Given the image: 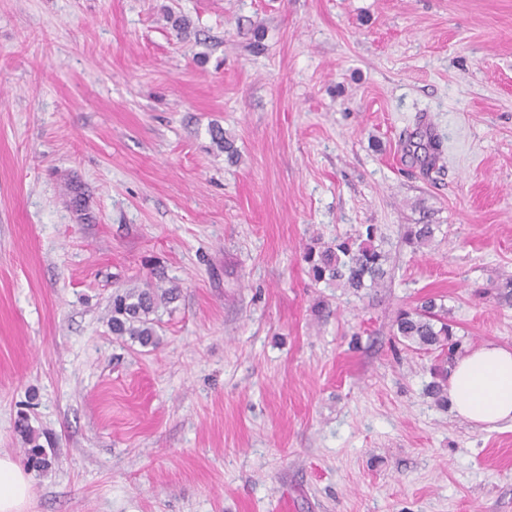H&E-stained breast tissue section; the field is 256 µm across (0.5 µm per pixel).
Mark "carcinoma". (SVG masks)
<instances>
[{
	"label": "carcinoma",
	"instance_id": "cac0c4a2",
	"mask_svg": "<svg viewBox=\"0 0 512 512\" xmlns=\"http://www.w3.org/2000/svg\"><path fill=\"white\" fill-rule=\"evenodd\" d=\"M212 139L228 158H234L237 149L224 130L218 127L212 129ZM434 233L432 224H407L404 226L403 240L419 250L430 244ZM382 243L380 228L372 224L364 235L338 237L330 244L306 248L303 260L315 283L357 293L364 288L383 285L387 275V254ZM176 296L177 289L156 288L150 282L116 292L112 296V317L109 320L112 335L118 338L127 336L143 347L156 345L154 315L160 306L173 302ZM393 327V335L408 348L444 352V356L433 366L434 381L429 390L440 400L446 398L448 359L452 358L461 343L457 339L455 324L448 319L447 307L437 303L433 297L425 298L414 307L400 309ZM19 430L28 444V448L24 449L28 465L38 471L50 467L52 461L39 444L34 430L23 418L19 420Z\"/></svg>",
	"mask_w": 512,
	"mask_h": 512
}]
</instances>
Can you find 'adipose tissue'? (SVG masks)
Instances as JSON below:
<instances>
[{"label": "adipose tissue", "mask_w": 512, "mask_h": 512, "mask_svg": "<svg viewBox=\"0 0 512 512\" xmlns=\"http://www.w3.org/2000/svg\"><path fill=\"white\" fill-rule=\"evenodd\" d=\"M456 415L479 427L512 426V350L486 343L456 358L448 373ZM31 480L10 456L0 455V512H24Z\"/></svg>", "instance_id": "adipose-tissue-1"}]
</instances>
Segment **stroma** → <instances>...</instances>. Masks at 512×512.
I'll return each instance as SVG.
<instances>
[{
  "label": "stroma",
  "mask_w": 512,
  "mask_h": 512,
  "mask_svg": "<svg viewBox=\"0 0 512 512\" xmlns=\"http://www.w3.org/2000/svg\"><path fill=\"white\" fill-rule=\"evenodd\" d=\"M369 224L383 286L314 284L306 244ZM507 275L512 0H0V453L24 413L53 459L25 512H512V427L392 329L433 295L511 349ZM143 280L180 289L154 348L107 325ZM434 233L432 224H407L404 226L403 240L414 250H420L430 244Z\"/></svg>",
  "instance_id": "stroma-1"
}]
</instances>
